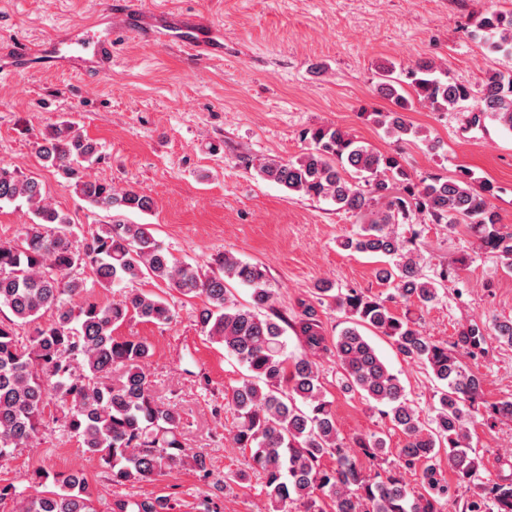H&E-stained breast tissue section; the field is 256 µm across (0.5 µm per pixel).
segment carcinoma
Masks as SVG:
<instances>
[{
	"label": "carcinoma",
	"instance_id": "cac0c4a2",
	"mask_svg": "<svg viewBox=\"0 0 512 512\" xmlns=\"http://www.w3.org/2000/svg\"><path fill=\"white\" fill-rule=\"evenodd\" d=\"M472 36L490 53L512 56V10H491L475 24ZM409 87L411 96L402 94ZM381 92L394 104L372 113L373 122L399 140L419 131L406 119L418 103L446 112L477 100L479 112L512 131V68L485 71L478 89L448 76L433 60L399 68H381ZM312 143L295 160L260 165L263 178L310 198L330 199L339 208L360 213L374 200H385L363 234L343 246L381 254L391 261L377 271L381 283L413 306L433 302L442 283L457 275L453 265L431 279L418 258L403 252L391 225L425 215L433 224L454 229L463 224L481 249L494 253L512 272V230L503 227L491 203L494 187L466 168L448 177L416 180L399 157L365 145L340 127L326 125L307 132ZM40 159L73 182L76 194L91 207L112 214L99 231L77 244L71 218L50 204L42 183L0 166V203L23 199L32 214L14 241H0V457L37 441L46 417L63 423L84 452L107 466L112 482L150 481L187 459L200 470L204 457L189 455L178 439L182 417L149 392L146 367L152 345L114 330L133 318L157 324L173 319L166 300L153 293L130 291L108 303L91 299L77 268L90 270L93 283L110 291L144 278L188 297H205L197 322L210 339L245 369L232 390L237 413L232 444L250 449L249 468L261 479L273 509L301 502L305 512H512V479L481 484L462 499L440 472L441 454L460 482H471L477 459L468 426L482 397V382L461 359L483 350V328L474 324L452 344L423 332L414 319L398 316L377 296L354 289L334 291L328 282L315 285L320 301L349 314L350 326L327 344L314 306L305 304L293 321L274 307L266 269L232 254L219 260L220 272L172 259L149 225L122 218L124 211L148 212L153 200L136 190L84 173L83 163L97 158V144L63 121L37 144ZM250 288V302L238 303L227 281ZM52 322L26 338L17 328L44 313ZM300 340L290 353L286 328ZM386 337L405 358L425 365L438 382L434 415L422 419L405 394L397 374L384 363L363 334ZM332 354L341 369V388L385 407L384 414L404 434L396 455L399 466L420 471L418 490H409L399 474L385 470L370 476L339 437L331 402L325 400L314 357ZM492 417L512 422V400L491 405ZM361 453L386 462L390 449L375 436L355 440ZM335 457L323 468L321 459ZM43 490L23 498L19 512H98L84 477L74 472L37 471ZM166 498H115L110 512H169Z\"/></svg>",
	"mask_w": 512,
	"mask_h": 512
}]
</instances>
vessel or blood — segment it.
I'll return each mask as SVG.
<instances>
[{
  "label": "vessel or blood",
  "instance_id": "vessel-or-blood-1",
  "mask_svg": "<svg viewBox=\"0 0 512 512\" xmlns=\"http://www.w3.org/2000/svg\"><path fill=\"white\" fill-rule=\"evenodd\" d=\"M138 0H130L129 8L122 14L125 26L154 23L159 28L180 35L186 48L193 54L216 57L222 47L219 41L209 36L200 21L193 18H173L162 14H142L138 11ZM40 55L51 57L53 64L61 69L76 70L84 73H97L112 67V32L104 30L95 40V47L90 57L66 55L53 52L50 45H31L28 48L10 46L0 49V79L14 74L18 62Z\"/></svg>",
  "mask_w": 512,
  "mask_h": 512
}]
</instances>
